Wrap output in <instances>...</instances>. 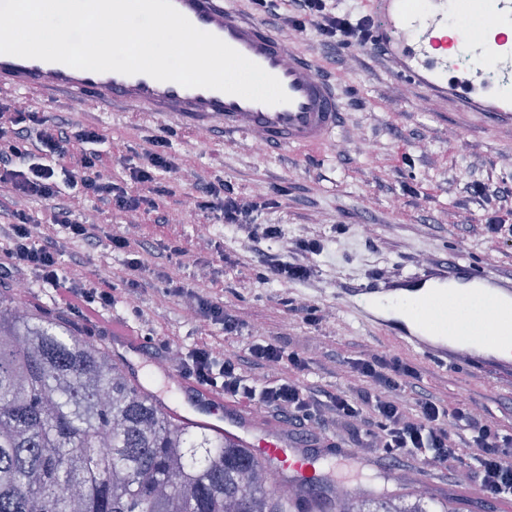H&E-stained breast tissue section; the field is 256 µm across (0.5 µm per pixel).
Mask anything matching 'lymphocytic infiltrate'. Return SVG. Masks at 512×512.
Returning a JSON list of instances; mask_svg holds the SVG:
<instances>
[{
  "mask_svg": "<svg viewBox=\"0 0 512 512\" xmlns=\"http://www.w3.org/2000/svg\"><path fill=\"white\" fill-rule=\"evenodd\" d=\"M255 15L279 30L313 28L328 48L365 45V20L352 18L329 0H291L279 11L277 0H249ZM100 127L73 112L48 117L19 100L0 97V281L26 274L52 294L53 304L73 315L87 334L111 335L107 312L129 303L141 291L152 253L148 243L125 234L109 235L104 220L113 212L149 207L160 224L169 212L159 204L168 189L161 178L178 173L169 142L159 135L136 153L131 186L114 183L97 149ZM193 208L218 223L244 231L253 244L285 240L281 254L260 252L265 271L284 283L308 280L317 240L286 241L281 227L257 223V203L245 202L223 179L198 177ZM89 202L97 216L89 222L76 201ZM107 244L125 253L123 289L90 277L61 273L59 256L81 246ZM166 295L189 297L194 312L210 327L203 343L182 349L176 368L206 390L242 402L310 432L330 433L335 447L367 448L395 465H426L450 478L464 477L489 498L512 497V431L481 414L472 401L446 405L418 389L419 365L395 355L365 353L344 361L352 387L324 391L305 380L308 361L280 337H251L242 353L224 354L228 335H240L243 321L225 304L224 294L187 288L168 278Z\"/></svg>",
  "mask_w": 512,
  "mask_h": 512,
  "instance_id": "f902f5d3",
  "label": "lymphocytic infiltrate"
}]
</instances>
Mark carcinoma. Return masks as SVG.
<instances>
[{
  "label": "carcinoma",
  "instance_id": "cac0c4a2",
  "mask_svg": "<svg viewBox=\"0 0 512 512\" xmlns=\"http://www.w3.org/2000/svg\"><path fill=\"white\" fill-rule=\"evenodd\" d=\"M221 434L179 424L69 321L0 291V512H290L306 492ZM331 512H433L341 490Z\"/></svg>",
  "mask_w": 512,
  "mask_h": 512
}]
</instances>
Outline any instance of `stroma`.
Masks as SVG:
<instances>
[{
    "label": "stroma",
    "instance_id": "stroma-1",
    "mask_svg": "<svg viewBox=\"0 0 512 512\" xmlns=\"http://www.w3.org/2000/svg\"><path fill=\"white\" fill-rule=\"evenodd\" d=\"M291 46L314 58L322 74L340 80L349 94L342 99L345 119L324 148L256 149L253 136L225 138L220 126L176 127L170 152L204 176L218 175L239 196L260 202L261 224H279L289 237L322 236V251L312 256L317 273L306 283L289 286L259 277L260 266L246 234L225 225L211 226L213 245L200 249L195 226L203 218L190 204L192 183L171 175L165 203L171 223L158 224L141 212L137 232L155 251L158 269L170 268L166 246L180 241L185 250L182 277L195 286L207 274L212 288L245 323L242 335L224 339V350L243 349L246 337L281 334L299 347L309 362L308 380L328 389L345 383L340 361L361 353H399V346L380 331L355 321L336 303V290L384 272L407 274L446 259L469 261L487 271L512 273V240L487 238L478 225L498 219L512 224V125L482 112H457L447 103L397 83L378 52L344 47L327 51L314 29L292 32ZM103 131V164L116 182L129 183L123 160L165 121L141 112H95ZM271 207H264V199ZM165 283L146 274L138 304L146 320L140 333L170 340L172 347L201 342L208 329L189 313L183 301L164 294ZM313 304L321 319L281 301ZM421 383L450 401L471 398L482 414L512 427V389L471 369L441 368L423 362ZM358 480L370 496L407 495L418 490L450 500L454 512H501V502L475 494L456 481H440L425 471L377 464Z\"/></svg>",
    "mask_w": 512,
    "mask_h": 512
}]
</instances>
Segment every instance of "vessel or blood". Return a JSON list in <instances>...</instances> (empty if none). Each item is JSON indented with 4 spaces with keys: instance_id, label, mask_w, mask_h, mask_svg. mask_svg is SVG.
Listing matches in <instances>:
<instances>
[{
    "instance_id": "obj_1",
    "label": "vessel or blood",
    "mask_w": 512,
    "mask_h": 512,
    "mask_svg": "<svg viewBox=\"0 0 512 512\" xmlns=\"http://www.w3.org/2000/svg\"><path fill=\"white\" fill-rule=\"evenodd\" d=\"M199 30L211 33L275 76L288 103L268 105L207 88H188L145 74L80 70L62 63L0 54V90L48 91L79 101L149 110L176 123L223 127L225 134L259 135L264 144L321 147L343 121V87L321 77L306 59L261 21L224 0H173ZM368 48L383 52L396 81L464 112L512 114V0H366ZM459 18L465 51L456 76L437 56L447 47L443 32ZM336 302L359 321L442 367H473L512 385V275L500 276L463 261L435 263L407 275L376 274L340 288ZM484 314L486 332L469 327L470 311ZM114 358L132 378L143 341L122 318L112 320ZM177 399L171 410L182 424L204 427L249 448L275 481L309 477L323 448H292L284 428L258 421L244 405L208 392L177 370L166 373Z\"/></svg>"
}]
</instances>
